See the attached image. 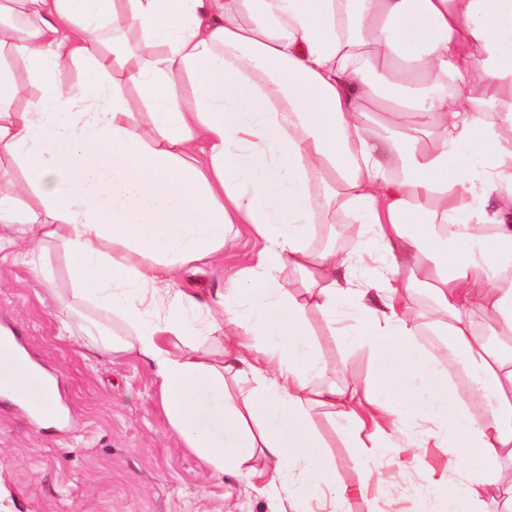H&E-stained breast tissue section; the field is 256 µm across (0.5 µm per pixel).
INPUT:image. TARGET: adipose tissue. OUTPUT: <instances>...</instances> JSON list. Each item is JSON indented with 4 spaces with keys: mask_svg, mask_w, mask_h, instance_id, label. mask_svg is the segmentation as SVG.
I'll return each mask as SVG.
<instances>
[{
    "mask_svg": "<svg viewBox=\"0 0 512 512\" xmlns=\"http://www.w3.org/2000/svg\"><path fill=\"white\" fill-rule=\"evenodd\" d=\"M3 158L0 251L62 247L64 330L148 362L211 477L336 512L315 415L357 462L411 422L464 464L423 512H512V0H0ZM239 224L228 288L177 287ZM314 314L365 386L324 381Z\"/></svg>",
    "mask_w": 512,
    "mask_h": 512,
    "instance_id": "adipose-tissue-1",
    "label": "adipose tissue"
}]
</instances>
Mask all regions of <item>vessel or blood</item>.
I'll return each mask as SVG.
<instances>
[{
  "mask_svg": "<svg viewBox=\"0 0 512 512\" xmlns=\"http://www.w3.org/2000/svg\"><path fill=\"white\" fill-rule=\"evenodd\" d=\"M2 358L12 360L15 370L11 375L0 378V391L17 398L35 416L44 415L47 411L43 397L45 377L21 358L17 337L0 336V359Z\"/></svg>",
  "mask_w": 512,
  "mask_h": 512,
  "instance_id": "1",
  "label": "vessel or blood"
}]
</instances>
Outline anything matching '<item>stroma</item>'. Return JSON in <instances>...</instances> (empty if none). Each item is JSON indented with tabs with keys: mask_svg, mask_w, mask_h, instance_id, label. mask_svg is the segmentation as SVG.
I'll return each instance as SVG.
<instances>
[{
	"mask_svg": "<svg viewBox=\"0 0 512 512\" xmlns=\"http://www.w3.org/2000/svg\"><path fill=\"white\" fill-rule=\"evenodd\" d=\"M259 248L249 226L239 225L218 266L184 273L177 285L201 293L226 287L242 256ZM41 263L52 273L48 290L28 266L0 260V330L16 331L30 356L58 377L65 417L43 427L0 395V512H276L277 502L245 476L210 477L183 448L160 409L149 365L137 357L110 360L67 336L55 300L70 288L65 255L50 245ZM311 322L323 333L319 316ZM322 345L331 363L326 380L366 383L367 350L324 333ZM316 423L336 460V483L348 490L341 512H421L425 471L448 466L443 448L422 449L414 467L408 448H374L354 464L344 430L325 415ZM367 466L376 477L365 488ZM395 483L403 492H390Z\"/></svg>",
	"mask_w": 512,
	"mask_h": 512,
	"instance_id": "stroma-1",
	"label": "stroma"
}]
</instances>
